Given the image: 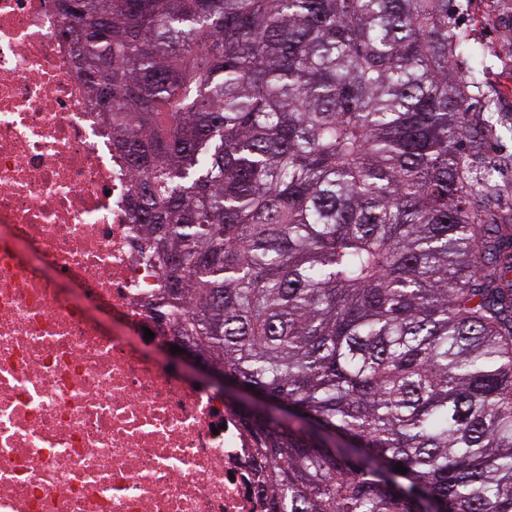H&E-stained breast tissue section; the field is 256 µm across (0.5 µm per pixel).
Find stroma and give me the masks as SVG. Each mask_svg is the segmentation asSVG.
Returning <instances> with one entry per match:
<instances>
[{
    "label": "stroma",
    "mask_w": 512,
    "mask_h": 512,
    "mask_svg": "<svg viewBox=\"0 0 512 512\" xmlns=\"http://www.w3.org/2000/svg\"><path fill=\"white\" fill-rule=\"evenodd\" d=\"M462 23L468 52L460 68L480 81L497 129L492 153L506 166L495 179L502 207L512 209V0H466Z\"/></svg>",
    "instance_id": "35a3bbf8"
}]
</instances>
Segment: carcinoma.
Here are the masks:
<instances>
[{
	"mask_svg": "<svg viewBox=\"0 0 512 512\" xmlns=\"http://www.w3.org/2000/svg\"><path fill=\"white\" fill-rule=\"evenodd\" d=\"M266 512H512V215L457 0H56ZM402 464L400 474L394 466Z\"/></svg>",
	"mask_w": 512,
	"mask_h": 512,
	"instance_id": "1",
	"label": "carcinoma"
}]
</instances>
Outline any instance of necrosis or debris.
Returning <instances> with one entry per match:
<instances>
[{
  "instance_id": "1",
  "label": "necrosis or debris",
  "mask_w": 512,
  "mask_h": 512,
  "mask_svg": "<svg viewBox=\"0 0 512 512\" xmlns=\"http://www.w3.org/2000/svg\"><path fill=\"white\" fill-rule=\"evenodd\" d=\"M71 27L0 0V512H261L237 414L144 353L179 331Z\"/></svg>"
}]
</instances>
